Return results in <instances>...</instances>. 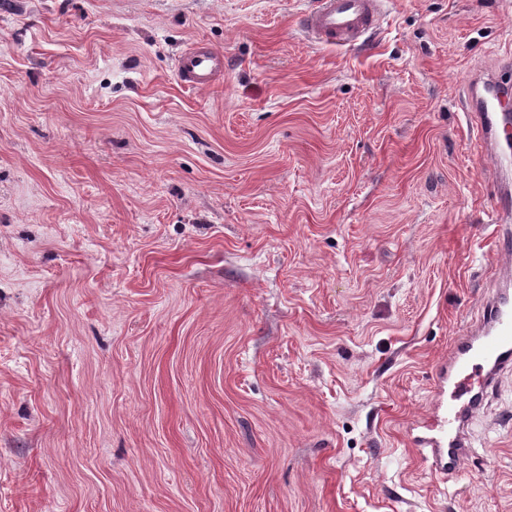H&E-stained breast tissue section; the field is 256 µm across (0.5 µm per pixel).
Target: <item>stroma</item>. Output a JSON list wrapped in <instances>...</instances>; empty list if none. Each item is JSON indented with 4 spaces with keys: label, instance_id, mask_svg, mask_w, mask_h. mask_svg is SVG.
<instances>
[{
    "label": "stroma",
    "instance_id": "stroma-1",
    "mask_svg": "<svg viewBox=\"0 0 512 512\" xmlns=\"http://www.w3.org/2000/svg\"><path fill=\"white\" fill-rule=\"evenodd\" d=\"M313 2L0 0V512H512V376L454 479L410 438L494 276L512 0L344 48ZM176 70L186 87L209 89L224 77V54L204 41H196L178 57Z\"/></svg>",
    "mask_w": 512,
    "mask_h": 512
}]
</instances>
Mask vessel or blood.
<instances>
[{
    "label": "vessel or blood",
    "mask_w": 512,
    "mask_h": 512,
    "mask_svg": "<svg viewBox=\"0 0 512 512\" xmlns=\"http://www.w3.org/2000/svg\"><path fill=\"white\" fill-rule=\"evenodd\" d=\"M382 0H316L302 23L312 39L330 46L351 47L377 27ZM186 87L205 90L224 75V55L202 41L194 42L176 61ZM512 70L503 57L496 73L476 78L467 97L475 106L467 116L479 142L480 166L495 174L494 222L502 246L495 258L496 275L485 298L481 318L457 337L447 362L437 369L434 414L424 432L413 439L425 449L436 476L456 475L472 444L470 427L503 374L512 373V87L498 79Z\"/></svg>",
    "instance_id": "vessel-or-blood-1"
}]
</instances>
